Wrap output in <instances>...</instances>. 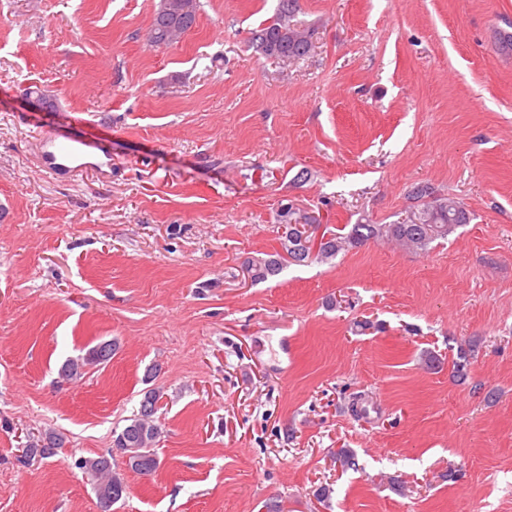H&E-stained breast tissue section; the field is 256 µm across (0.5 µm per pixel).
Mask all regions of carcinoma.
I'll use <instances>...</instances> for the list:
<instances>
[{
    "label": "carcinoma",
    "mask_w": 512,
    "mask_h": 512,
    "mask_svg": "<svg viewBox=\"0 0 512 512\" xmlns=\"http://www.w3.org/2000/svg\"><path fill=\"white\" fill-rule=\"evenodd\" d=\"M297 0H280L278 12L273 19L258 26L252 42L262 54L280 61H290L306 56L311 48L309 31L295 21ZM200 10L199 0H159L154 10L150 27V45L159 47L171 36H179L192 29ZM469 223V215L460 202L453 197L434 199L424 203L423 208L409 224H355L345 236L335 234L316 238L310 232V224H286L280 235L281 246L294 262L315 258L323 261L336 256L340 250L361 246L370 240H395L412 251H426L433 241L446 238L457 226ZM282 267L281 259L272 258L259 264H251L248 271L254 280H262L277 274ZM115 343L108 340L92 347L86 357L69 360L61 371L62 378L79 379L85 364H103L112 358ZM163 398L160 390L145 391L136 414L113 433L112 448L93 457H79L74 467L89 475L94 481V490L100 512H112L127 493L124 477L112 468L113 452L125 458L126 466L141 476L153 475L159 467L154 451L161 427L156 414ZM62 443L53 432L23 449L20 462L27 464L35 458H47L55 453Z\"/></svg>",
    "instance_id": "obj_1"
}]
</instances>
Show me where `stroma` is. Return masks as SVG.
<instances>
[{
	"label": "stroma",
	"mask_w": 512,
	"mask_h": 512,
	"mask_svg": "<svg viewBox=\"0 0 512 512\" xmlns=\"http://www.w3.org/2000/svg\"><path fill=\"white\" fill-rule=\"evenodd\" d=\"M158 3L0 0V512H99L72 462L152 388L161 465L114 455V512H512V0H298L287 64L251 45L278 0H200L168 47ZM48 133L92 166L48 175ZM419 186L470 223L247 270L288 222L409 221ZM113 347H116V344L108 340L92 347L85 358L70 359L61 371L62 378L76 381L83 374L82 369L85 364H103L110 360L115 349ZM61 443L62 439L57 434L53 432L45 433L40 439L32 442L28 448L23 449V455L20 456L19 461L23 464H29L36 457H50L57 448H60Z\"/></svg>",
	"instance_id": "35a3bbf8"
}]
</instances>
